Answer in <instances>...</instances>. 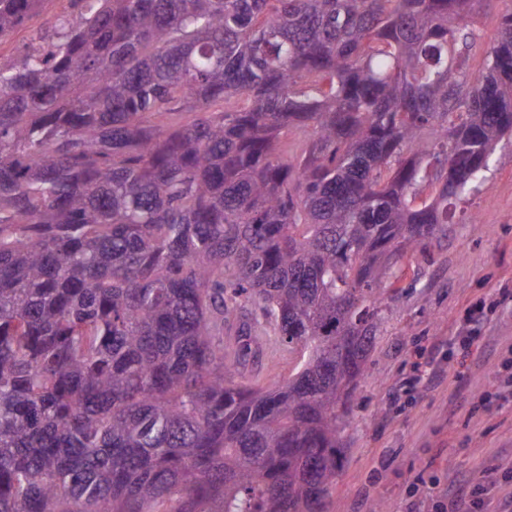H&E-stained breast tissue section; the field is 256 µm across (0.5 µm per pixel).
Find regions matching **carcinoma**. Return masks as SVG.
Returning <instances> with one entry per match:
<instances>
[{
	"mask_svg": "<svg viewBox=\"0 0 512 512\" xmlns=\"http://www.w3.org/2000/svg\"><path fill=\"white\" fill-rule=\"evenodd\" d=\"M72 2L0 66V512H326L381 282L512 138V3L474 77L473 0ZM296 364V357L288 358V351H281L277 358L264 359L259 364H250L246 374L263 382L283 380L288 377Z\"/></svg>",
	"mask_w": 512,
	"mask_h": 512,
	"instance_id": "carcinoma-1",
	"label": "carcinoma"
}]
</instances>
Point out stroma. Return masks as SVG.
I'll list each match as a JSON object with an SVG mask.
<instances>
[{"mask_svg":"<svg viewBox=\"0 0 512 512\" xmlns=\"http://www.w3.org/2000/svg\"><path fill=\"white\" fill-rule=\"evenodd\" d=\"M69 0H48L27 27L0 42L17 59ZM381 334L354 394L345 465L327 512H444L451 480L484 477L512 488V146L496 151L485 180L453 224L402 262ZM474 315L480 338L466 335Z\"/></svg>","mask_w":512,"mask_h":512,"instance_id":"1","label":"stroma"}]
</instances>
